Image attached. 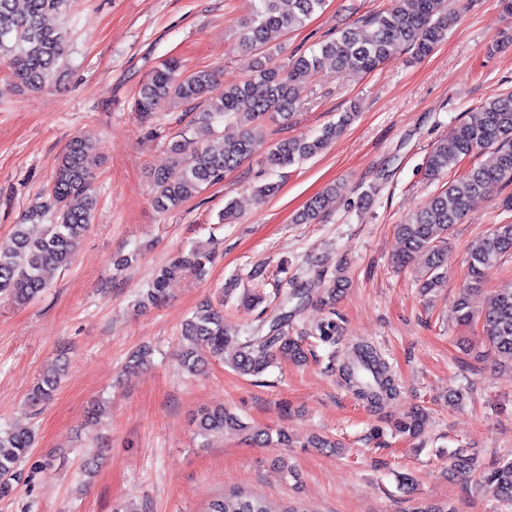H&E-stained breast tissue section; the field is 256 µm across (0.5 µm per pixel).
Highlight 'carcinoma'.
Listing matches in <instances>:
<instances>
[{"mask_svg":"<svg viewBox=\"0 0 512 512\" xmlns=\"http://www.w3.org/2000/svg\"><path fill=\"white\" fill-rule=\"evenodd\" d=\"M0 0V56L9 59L12 78L30 89H41L54 79L64 55L67 31L44 24L52 13L66 8L67 0ZM452 0H389V6L371 13L360 23L345 27L323 40L308 54L279 64L267 51L275 33H287L304 24L325 0H253L252 15L240 23L237 48L253 56L251 74L242 82L221 86L217 75L206 69L183 70L177 59L165 60L139 90L135 111L147 119L166 104L179 101L198 111L189 113V127L200 139V148L191 158L181 156L180 144H167L166 161L152 176L154 206L163 212L197 196L209 185L224 180L265 141L264 125L273 119L288 123L296 109L295 89L303 80L327 68L370 73L393 55L411 50L421 59L430 55L444 39L456 19ZM352 112L323 127L311 140H281L270 150L267 162L286 168L323 152L351 123ZM226 121L239 131L223 135L218 126ZM91 146L73 139L55 163L49 195L35 202L24 216L26 223L14 225L9 238L0 242V293L25 305L46 288L44 273L49 268L69 267L84 237L97 205L94 174L86 165ZM487 160L473 164L447 181L428 206L394 225L402 251L396 265L407 268L417 257L424 258L418 274L421 293H435L447 282L444 252L448 236L461 223L471 204L484 196L493 184L512 185V93L505 92L469 112L467 119L437 141L427 157L425 175L432 181L444 178L448 170L477 155ZM180 169L174 178L170 170ZM325 195L312 198L295 217L297 224H313L320 216ZM51 217V223L43 220ZM512 255V223L496 224L470 249L466 283L455 301L456 320L463 326L480 323L481 339L488 350L512 358V290L494 294L488 307L475 316L470 294L486 282L489 269ZM213 251L196 244L181 252L159 269L139 301L146 308L160 303L170 280L194 273L202 275ZM348 280L342 272L318 280L317 299L333 309ZM308 297L303 288L277 292L282 313L266 323L261 319L239 343L231 367L241 375L258 376L286 357L299 364L307 359L302 337L288 333V313L284 309L294 299ZM230 325L224 322V309L206 301L187 319L181 335L180 365L184 372L196 374L210 361L221 360ZM336 319L328 317L314 330L324 344L337 341ZM65 365L56 364L43 372L27 395L30 407L50 402L60 388ZM343 376L353 394L371 407L379 408L397 396V385L387 362L377 348L358 343L343 367ZM427 412L416 408L393 425L398 434L411 438L423 430ZM197 436L208 446L228 434L247 429L241 419L220 406L200 411L196 418ZM35 434L27 428L0 430V495L9 493L11 480L30 453ZM449 467L475 474L480 488L496 500L512 505V459L484 466L475 453L455 451ZM206 512H306L297 508L277 510L258 495L243 493L220 495Z\"/></svg>","mask_w":512,"mask_h":512,"instance_id":"1","label":"carcinoma"}]
</instances>
